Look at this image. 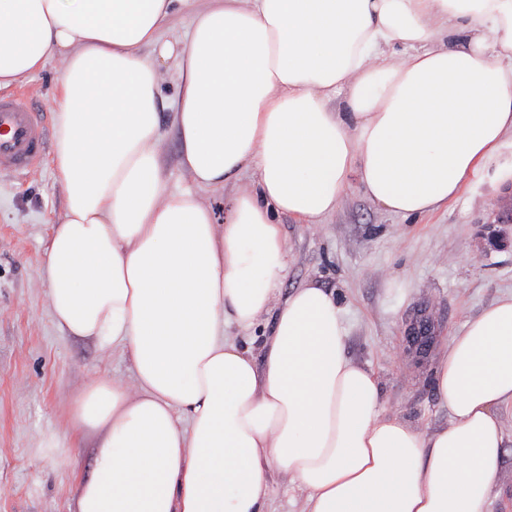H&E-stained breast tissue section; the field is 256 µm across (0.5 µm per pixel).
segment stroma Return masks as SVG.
<instances>
[{
  "instance_id": "1",
  "label": "stroma",
  "mask_w": 512,
  "mask_h": 512,
  "mask_svg": "<svg viewBox=\"0 0 512 512\" xmlns=\"http://www.w3.org/2000/svg\"><path fill=\"white\" fill-rule=\"evenodd\" d=\"M59 61L11 93L54 133ZM166 184L193 190L178 163L170 116L161 119ZM512 146L487 162L458 199L436 213L403 218L373 202L358 182L325 223L283 218L287 295L314 279L331 290L349 325L347 353L380 379L382 408L420 427L448 421L434 373L450 336L502 293L512 291ZM64 199L52 159L26 175L0 173V512H70L73 485L94 466L92 438L62 453L50 440L71 432L69 401L97 378L130 379L120 351L57 327L39 276ZM426 313L433 345L418 357L406 343L409 320Z\"/></svg>"
}]
</instances>
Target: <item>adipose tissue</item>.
I'll return each mask as SVG.
<instances>
[{"label":"adipose tissue","mask_w":512,"mask_h":512,"mask_svg":"<svg viewBox=\"0 0 512 512\" xmlns=\"http://www.w3.org/2000/svg\"><path fill=\"white\" fill-rule=\"evenodd\" d=\"M198 2L179 41L176 0H0V87L63 62L65 206L40 274L53 317L132 363L71 400L95 457L72 512H266L276 472L298 512H488L512 292L449 337L448 422L424 430L382 411L331 291L279 298V219L322 223L353 180L405 218L455 199L512 141V0ZM163 110L194 190L166 187ZM269 317L260 355L226 333Z\"/></svg>","instance_id":"obj_1"}]
</instances>
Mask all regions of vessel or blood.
Here are the masks:
<instances>
[{"mask_svg":"<svg viewBox=\"0 0 512 512\" xmlns=\"http://www.w3.org/2000/svg\"><path fill=\"white\" fill-rule=\"evenodd\" d=\"M46 132L35 112L14 95H0V172L27 174L46 150Z\"/></svg>","mask_w":512,"mask_h":512,"instance_id":"vessel-or-blood-1","label":"vessel or blood"}]
</instances>
